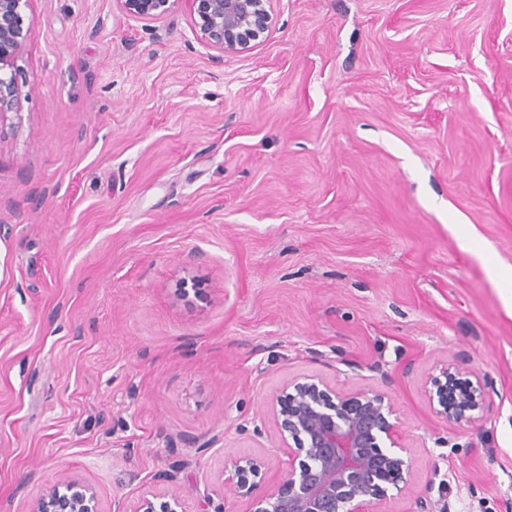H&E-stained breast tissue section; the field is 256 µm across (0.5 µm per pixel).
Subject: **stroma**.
<instances>
[{"instance_id": "obj_1", "label": "stroma", "mask_w": 512, "mask_h": 512, "mask_svg": "<svg viewBox=\"0 0 512 512\" xmlns=\"http://www.w3.org/2000/svg\"><path fill=\"white\" fill-rule=\"evenodd\" d=\"M224 53L178 7L29 0L0 126V512H235L233 457L288 471L267 403L382 394L404 491L512 512V0H272ZM186 299H178L176 288ZM484 377L480 421L431 377ZM32 512H102V510L91 488L73 480H67L52 486L43 494L36 501ZM154 499H157V497L152 496L151 499L144 496L130 504L125 512H178L177 508H180L179 501L173 495H170L169 500L160 502L159 510L156 508Z\"/></svg>"}]
</instances>
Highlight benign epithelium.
I'll return each instance as SVG.
<instances>
[{"label": "benign epithelium", "mask_w": 512, "mask_h": 512, "mask_svg": "<svg viewBox=\"0 0 512 512\" xmlns=\"http://www.w3.org/2000/svg\"><path fill=\"white\" fill-rule=\"evenodd\" d=\"M27 0H0V126L18 105L21 89L15 58L27 38L23 9ZM129 14L156 18L172 9L188 8L201 36L221 52L250 49L268 32L270 0H120ZM460 370L446 369L430 383L437 413L450 423H475L488 395L479 376L460 378ZM268 415L287 445L291 464L279 479H268L258 458L235 457L230 469L239 499L237 512H374L375 503L389 489L398 492L413 478L409 458L387 449L392 439L390 406L379 393H331L312 376L281 389ZM176 497L155 504L144 496L123 512H178ZM32 512H102L95 492L73 480L52 486Z\"/></svg>", "instance_id": "benign-epithelium-1"}]
</instances>
